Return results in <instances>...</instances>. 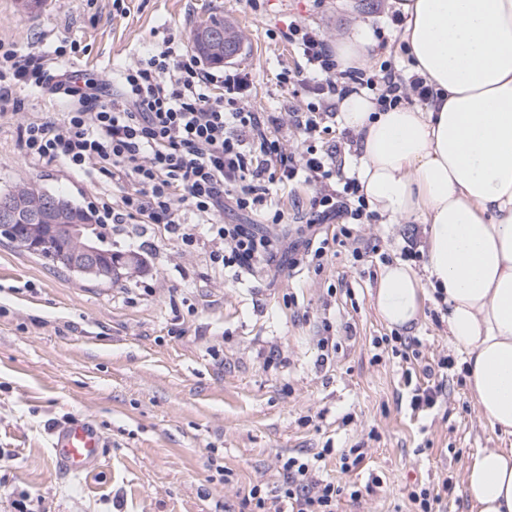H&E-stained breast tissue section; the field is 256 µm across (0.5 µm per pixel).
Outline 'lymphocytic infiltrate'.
Masks as SVG:
<instances>
[{"mask_svg":"<svg viewBox=\"0 0 512 512\" xmlns=\"http://www.w3.org/2000/svg\"><path fill=\"white\" fill-rule=\"evenodd\" d=\"M282 37L305 61L288 82L311 98L306 111L286 116L246 110L250 74L230 68L215 73L171 35L124 67L109 92L65 67V46L55 47L47 59L20 55L0 42V101L22 86L67 100L62 117L23 124V150L33 160L127 182L120 206L93 207L101 230L132 220L160 224L188 247L202 234L213 245L211 262L239 274L272 265L284 252L283 239L265 230L285 219L271 198L272 187L304 181L314 195L298 227L302 245L292 249L288 263L320 270L335 257V245L351 238L352 224L373 217L357 179L343 173L341 141L316 145L327 108L354 84L378 90L383 111L426 101L433 90L417 75L397 74L387 62L339 69L333 50L313 29L294 24ZM287 120L302 139L301 150L289 149L278 135ZM228 208L259 213L262 222L226 223ZM331 222L335 236L323 237L322 225ZM315 472L313 460L287 457L278 492L256 484L243 503L252 512H338L342 487Z\"/></svg>","mask_w":512,"mask_h":512,"instance_id":"obj_1","label":"lymphocytic infiltrate"}]
</instances>
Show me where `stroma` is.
<instances>
[{
    "label": "stroma",
    "instance_id": "35a3bbf8",
    "mask_svg": "<svg viewBox=\"0 0 512 512\" xmlns=\"http://www.w3.org/2000/svg\"><path fill=\"white\" fill-rule=\"evenodd\" d=\"M400 0H45L29 13L0 0V42L19 54L75 43L71 69L95 80L131 64L174 34L190 43L196 21L222 14L242 37L233 65L254 76L253 112H302L305 97L284 78L303 59L281 37L288 24L328 41L387 25ZM56 96L15 89L0 104V190L34 182L78 205H118L122 184L95 171L25 157L16 113L39 119L64 111ZM360 246L376 254L353 263L348 246L322 272L280 262L268 273L215 267L211 246L185 248L159 224H120L105 236L143 269L101 285L45 263L0 237V512L27 500L32 512H249L254 484L274 490L282 457L329 454L319 478L361 490L339 512H410L408 493L451 483L441 512H476L463 491L465 469L485 448H512L483 422L467 387L461 354L432 300L411 334L421 362L377 351L393 336L372 300L385 262L419 247L423 225L378 217L355 225ZM330 324L336 349L317 340ZM274 362H267L268 354ZM447 358L446 397L414 413V386L429 380L425 361ZM89 419L106 441L104 464L75 479L57 469L49 431ZM358 448L363 463L340 468L339 450ZM380 486L364 487L372 479Z\"/></svg>",
    "mask_w": 512,
    "mask_h": 512
}]
</instances>
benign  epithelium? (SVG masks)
Returning a JSON list of instances; mask_svg holds the SVG:
<instances>
[{
    "instance_id": "1",
    "label": "benign epithelium",
    "mask_w": 512,
    "mask_h": 512,
    "mask_svg": "<svg viewBox=\"0 0 512 512\" xmlns=\"http://www.w3.org/2000/svg\"><path fill=\"white\" fill-rule=\"evenodd\" d=\"M209 40L224 49L226 60L240 52L241 46L220 29L210 32ZM18 222L27 229V235L19 240L22 250L32 254L46 242H63L64 249L53 256L55 262L95 281L112 280V272L105 270L112 265L111 254L90 235L89 224L69 223L53 199L23 188L15 191L0 202V228L9 229Z\"/></svg>"
}]
</instances>
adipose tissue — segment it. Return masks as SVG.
I'll return each mask as SVG.
<instances>
[{
	"label": "adipose tissue",
	"instance_id": "ef3b65f1",
	"mask_svg": "<svg viewBox=\"0 0 512 512\" xmlns=\"http://www.w3.org/2000/svg\"><path fill=\"white\" fill-rule=\"evenodd\" d=\"M413 70L432 86L422 105L379 111L358 90L340 102L358 136L370 210L423 224L424 273L381 271L374 307L411 330L427 294L442 317L475 406L512 436V0H404ZM477 512H512V448H486L466 468Z\"/></svg>",
	"mask_w": 512,
	"mask_h": 512
}]
</instances>
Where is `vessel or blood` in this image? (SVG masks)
I'll return each instance as SVG.
<instances>
[{
    "label": "vessel or blood",
    "instance_id": "1",
    "mask_svg": "<svg viewBox=\"0 0 512 512\" xmlns=\"http://www.w3.org/2000/svg\"><path fill=\"white\" fill-rule=\"evenodd\" d=\"M104 441L90 422L77 418L55 426L51 431L50 448L57 467L76 478L96 469L102 459Z\"/></svg>",
    "mask_w": 512,
    "mask_h": 512
}]
</instances>
